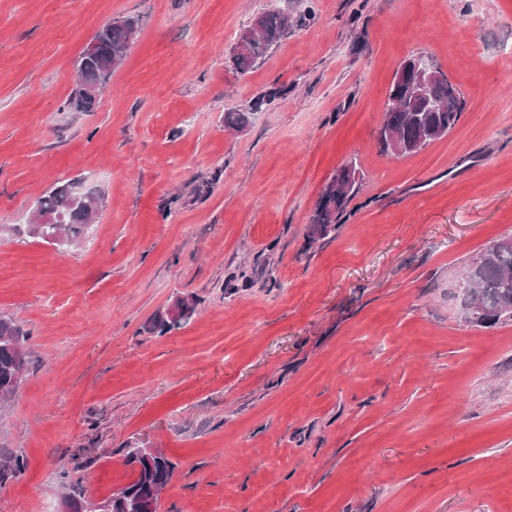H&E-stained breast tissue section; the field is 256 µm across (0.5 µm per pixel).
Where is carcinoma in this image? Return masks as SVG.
<instances>
[{
	"label": "carcinoma",
	"mask_w": 512,
	"mask_h": 512,
	"mask_svg": "<svg viewBox=\"0 0 512 512\" xmlns=\"http://www.w3.org/2000/svg\"><path fill=\"white\" fill-rule=\"evenodd\" d=\"M289 28L288 16L278 11H267L254 18L250 25L239 33L257 31L250 51L246 54H232L229 63L233 70L244 74L259 60L278 46ZM137 29V20L126 18L102 27L95 36V51L80 54L75 68L95 80L99 87L109 84L112 70L122 60L131 37ZM285 94L283 89H273L257 98L247 107L224 116V126L238 131L247 124L250 113L274 102ZM97 103L82 83H77L64 107L71 112H89ZM464 109V100L458 89L441 77L429 90V101L418 98L412 89L409 75H395L388 94V108L379 134L380 151L388 152L386 135L395 133L408 144L406 154H415L432 142L443 138L459 122ZM359 188L351 185L348 190L339 192L336 185L328 183L321 190L318 202L310 217L313 230L324 236L336 225L344 223L349 204L358 194ZM72 185L61 184L46 191L36 202L35 214L62 213L60 224H43L30 227V232L49 242L61 235L68 243L77 244L85 228L95 222L96 211L91 209L93 201L103 200L99 192H88V199L71 200ZM476 288L473 293L483 306L484 320H475L471 325L492 327L512 324V248H492L486 255V263L474 273ZM179 316L167 315L157 319L160 332L177 330L186 324L196 311L195 303L179 299ZM27 341V335L12 322L0 318V393L15 391L19 376L27 366V354L20 348ZM125 462L136 473L135 478L119 488L106 500L108 512H157L160 492L169 483L173 465L163 454L149 457L127 449ZM27 462L20 454L8 455L0 463V481L22 473Z\"/></svg>",
	"instance_id": "cac0c4a2"
}]
</instances>
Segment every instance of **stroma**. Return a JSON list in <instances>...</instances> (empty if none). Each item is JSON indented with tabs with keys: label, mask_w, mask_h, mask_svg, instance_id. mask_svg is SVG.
Returning a JSON list of instances; mask_svg holds the SVG:
<instances>
[{
	"label": "stroma",
	"mask_w": 512,
	"mask_h": 512,
	"mask_svg": "<svg viewBox=\"0 0 512 512\" xmlns=\"http://www.w3.org/2000/svg\"><path fill=\"white\" fill-rule=\"evenodd\" d=\"M275 7L287 36L228 69ZM125 17L96 108L64 111L78 56ZM414 53L465 107L397 158L378 134ZM352 160L351 217L312 235ZM75 180L105 203L64 254L27 224ZM506 237L512 0H0V316L29 335L0 400V454L27 467L0 512H59L65 476L107 499L130 448L173 464L158 512H512V325L466 324L458 286ZM284 94V89H273L262 97L257 98L247 107L240 109L237 112H228L224 116V127L235 131L243 129L247 124L248 116L251 112L259 110L263 105L271 104L277 98L282 97ZM175 305L181 307L179 316H172L170 311L166 318L162 316L156 320L160 332L165 333L181 328L192 318L196 311L195 303L187 299H179L176 301Z\"/></svg>",
	"instance_id": "35a3bbf8"
}]
</instances>
